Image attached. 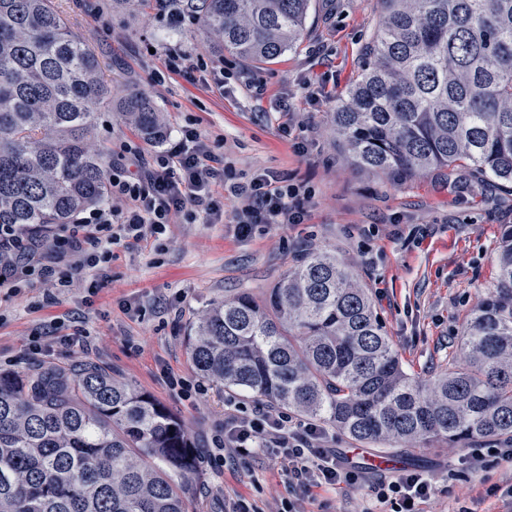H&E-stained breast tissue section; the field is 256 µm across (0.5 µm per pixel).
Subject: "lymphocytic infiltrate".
<instances>
[{
    "label": "lymphocytic infiltrate",
    "instance_id": "1",
    "mask_svg": "<svg viewBox=\"0 0 512 512\" xmlns=\"http://www.w3.org/2000/svg\"><path fill=\"white\" fill-rule=\"evenodd\" d=\"M112 188L122 204L90 211L87 222L97 225V232L84 231L79 224L62 227L54 237L55 248L0 227V241L7 246L0 258V286L15 288L36 270L54 276L56 263L64 260L69 272L60 283L70 287L83 278L87 268L111 258L101 232L115 228L123 238L136 242L162 233L166 224L180 214L218 215V196L222 193L241 201L232 222L242 237L261 224L303 223L304 203L311 197L309 188L270 174L246 186L236 182L223 154L215 152L206 137L190 126L179 128L177 143L162 154L150 159L137 157L132 170L113 169ZM223 444L240 456L265 451L279 462L289 482L307 491L341 484L354 486L363 478L331 448L323 427L292 420L261 404L248 412L236 407L225 411ZM432 490L428 477L407 471L379 481L375 494L377 502L388 506L389 512H418L419 504L430 498Z\"/></svg>",
    "mask_w": 512,
    "mask_h": 512
}]
</instances>
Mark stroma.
<instances>
[{
	"instance_id": "obj_1",
	"label": "stroma",
	"mask_w": 512,
	"mask_h": 512,
	"mask_svg": "<svg viewBox=\"0 0 512 512\" xmlns=\"http://www.w3.org/2000/svg\"><path fill=\"white\" fill-rule=\"evenodd\" d=\"M61 8L98 54L113 89L144 90L165 118L164 137L149 142L116 114L96 111L98 141L110 157L167 150L177 129L191 126L223 153L239 182L273 172L310 187L313 197L301 224H272L241 237L222 219L183 215L162 234L113 245L111 260L72 287L42 280L0 289V369L90 359L151 395L203 451L191 512H230L240 495L261 512H277L288 499L302 512H356L359 501H373L378 472L367 471L356 489L306 494L289 487L268 456L239 457L214 443L225 400L246 411L256 400L202 376L188 359V337L215 304L240 292L263 297L305 253L327 251L368 288L403 364L429 378L457 361L465 316L496 285L512 189L463 167L400 182L351 165L329 114L361 68L379 0H311L298 47L269 66L217 55L195 22L170 26L156 6L116 10L111 0H62ZM176 46L208 70L223 71L225 93L170 72L167 51ZM284 98L304 125L288 137L278 107ZM301 140L307 151L295 149ZM48 294L54 303H45ZM173 377L186 380L188 391L172 387ZM503 444L490 440L475 470L461 466L463 449L442 442L410 449L367 443L363 451L432 477L434 494L421 512H512L495 493L512 486V465L493 454Z\"/></svg>"
}]
</instances>
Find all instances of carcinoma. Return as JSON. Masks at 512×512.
<instances>
[{"instance_id":"obj_1","label":"carcinoma","mask_w":512,"mask_h":512,"mask_svg":"<svg viewBox=\"0 0 512 512\" xmlns=\"http://www.w3.org/2000/svg\"><path fill=\"white\" fill-rule=\"evenodd\" d=\"M310 0H190L215 52L275 64ZM366 62L330 122L356 169L407 179L470 165L512 185V0H379ZM143 138L151 99L112 100L95 51L54 0H0V225L41 234L108 201L110 160L90 104ZM495 292L472 313L465 366L423 382L393 349L372 299L336 256L310 253L266 295L211 308L188 343L203 376L329 422L361 443L452 448L512 437V224ZM199 453L151 396L85 361L0 371V512H189Z\"/></svg>"}]
</instances>
